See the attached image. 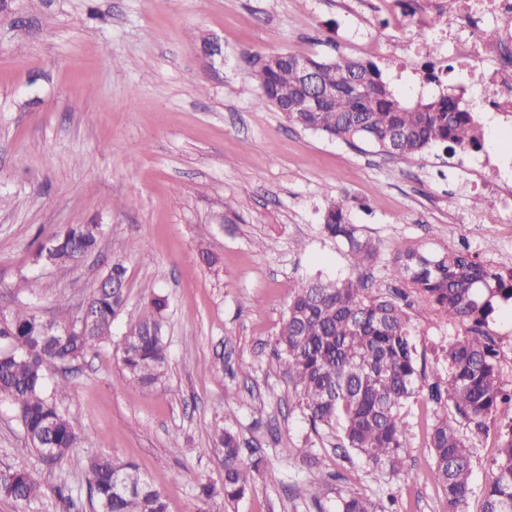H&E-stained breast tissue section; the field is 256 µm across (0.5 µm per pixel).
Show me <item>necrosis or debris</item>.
Returning <instances> with one entry per match:
<instances>
[{
    "label": "necrosis or debris",
    "instance_id": "necrosis-or-debris-1",
    "mask_svg": "<svg viewBox=\"0 0 512 512\" xmlns=\"http://www.w3.org/2000/svg\"><path fill=\"white\" fill-rule=\"evenodd\" d=\"M412 5L409 14L383 10L378 26L408 33V58L425 84L434 86L462 73L472 91L460 99L464 109L475 106L511 118L512 0H457L447 25L436 31L428 21L440 0H412ZM432 40L441 47L434 56L428 52Z\"/></svg>",
    "mask_w": 512,
    "mask_h": 512
}]
</instances>
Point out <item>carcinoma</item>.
Instances as JSON below:
<instances>
[{
    "label": "carcinoma",
    "mask_w": 512,
    "mask_h": 512,
    "mask_svg": "<svg viewBox=\"0 0 512 512\" xmlns=\"http://www.w3.org/2000/svg\"><path fill=\"white\" fill-rule=\"evenodd\" d=\"M320 69V81L340 87L361 82L365 95L356 104L338 96L325 112L306 111L297 92L301 77L291 65L257 70L259 106H271L305 131L347 144H369L390 157L414 158L432 147L444 151L483 147V133L473 115L441 90L424 99H406L382 77L379 66L346 55L308 57ZM322 231L345 243L355 273L336 279H311L294 288L277 335L274 355L288 377L298 406L315 434L339 437L338 448L352 450L365 463L389 475L404 471L410 430L404 415L409 401L425 393L439 408L451 406L463 419L480 425L495 413L503 417L505 439L493 461L494 477L485 485L483 512H512V393L499 381L489 322L512 281V268L486 266L462 251H434L396 244L386 267L391 286L382 290L361 270L378 263L380 246L350 218L348 199L325 205ZM53 264L66 267L96 250L100 236L82 224L65 226L54 238ZM126 268L116 261L102 276L87 305L90 321L46 323L28 306L0 322V403L10 405L23 428L28 450L61 462L78 447L79 415L64 412L57 396L68 385L46 390L47 374L71 363L91 348L112 343V326L124 303ZM430 307L442 320L465 333L444 349L448 365L426 382L416 362L415 338L421 331L412 320L415 306ZM167 299L155 292L120 343V370L115 382L154 385L165 376ZM213 442L223 448V475L218 485L199 486V498L216 494L233 504L242 499L260 470L258 451L244 457L235 431L218 428ZM429 448L435 479L442 487L446 512H467L474 450L448 415L436 421ZM333 473L310 472L308 491L317 493ZM86 484L96 512H166L164 494L138 466L110 455L89 458ZM41 493L39 481L27 470L0 469V496L30 503ZM336 512H386L370 499L347 494Z\"/></svg>",
    "instance_id": "1"
}]
</instances>
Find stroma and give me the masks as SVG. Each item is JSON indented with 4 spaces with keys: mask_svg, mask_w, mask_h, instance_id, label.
<instances>
[{
    "mask_svg": "<svg viewBox=\"0 0 512 512\" xmlns=\"http://www.w3.org/2000/svg\"><path fill=\"white\" fill-rule=\"evenodd\" d=\"M350 2L0 0V314L26 304L46 321L75 320L114 259L127 270L111 344L73 365L60 400L80 417L79 447L44 464L0 405V468L28 470L43 486L28 504L1 497L0 512H63V484L94 512L85 483L94 453L135 462L168 512H336L347 493L390 512H444L428 447L434 404L410 401L404 471L381 474L314 434L273 355L296 284L353 271L348 249L320 229L337 195L381 247L376 287L399 242L512 267V212L495 190L473 189L461 155L391 158L257 106L255 59L282 52L373 61L406 96L434 95L404 67V38L365 31ZM68 224L102 225L97 250L69 269L37 263L38 243ZM25 278L33 292L18 290ZM153 290L168 299L166 376L114 384L125 328ZM453 422L474 449L467 512H482L498 418ZM224 426L268 459L232 506L197 497L199 483L223 473L212 436ZM311 456L338 475L315 500Z\"/></svg>",
    "mask_w": 512,
    "mask_h": 512,
    "instance_id": "stroma-1",
    "label": "stroma"
}]
</instances>
